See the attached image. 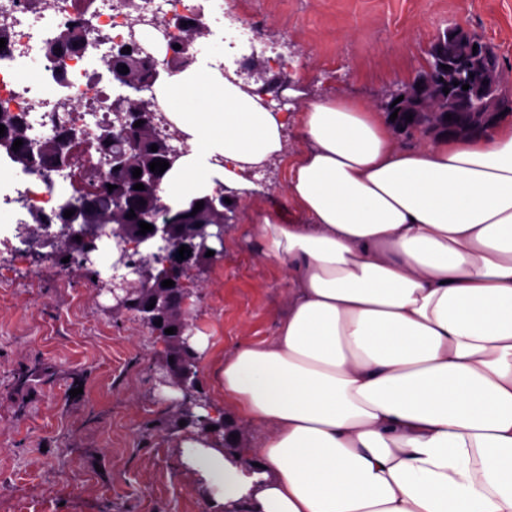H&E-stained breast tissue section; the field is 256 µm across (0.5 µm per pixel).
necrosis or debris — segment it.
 <instances>
[{"label":"necrosis or debris","mask_w":512,"mask_h":512,"mask_svg":"<svg viewBox=\"0 0 512 512\" xmlns=\"http://www.w3.org/2000/svg\"><path fill=\"white\" fill-rule=\"evenodd\" d=\"M187 17L228 41L221 71H240L253 57L287 63L276 43L238 19L224 0H0V38L6 41L0 107L22 121L32 147L59 146L58 154L37 158L34 169L21 172L0 153V173L8 175L0 184V209L11 211L15 222L33 224L58 215L72 198L101 192L111 171L97 137L112 119L110 100L123 90L106 64L126 48L141 59L154 46L181 41L177 22ZM73 30L83 33L84 50L55 55V41ZM33 58L40 67L21 80Z\"/></svg>","instance_id":"4bbe7bcc"}]
</instances>
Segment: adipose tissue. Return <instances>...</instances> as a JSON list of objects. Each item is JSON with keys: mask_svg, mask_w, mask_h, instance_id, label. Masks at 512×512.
<instances>
[{"mask_svg": "<svg viewBox=\"0 0 512 512\" xmlns=\"http://www.w3.org/2000/svg\"><path fill=\"white\" fill-rule=\"evenodd\" d=\"M223 56L210 42L151 90L187 145L162 183L175 207L245 188L283 150L287 113L225 78ZM298 114L303 220L251 226L286 309L225 360L214 409L265 429L260 463L205 436L191 463L237 512H512V123L406 147L363 98Z\"/></svg>", "mask_w": 512, "mask_h": 512, "instance_id": "obj_1", "label": "adipose tissue"}]
</instances>
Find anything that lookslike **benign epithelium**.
Wrapping results in <instances>:
<instances>
[{
  "label": "benign epithelium",
  "mask_w": 512,
  "mask_h": 512,
  "mask_svg": "<svg viewBox=\"0 0 512 512\" xmlns=\"http://www.w3.org/2000/svg\"><path fill=\"white\" fill-rule=\"evenodd\" d=\"M475 44L478 45L476 49L473 48ZM445 65L448 66L446 70L443 69ZM113 72L124 82L125 92L112 99L114 120L99 141L101 148L105 149L113 138H119L122 150L112 152L110 158L112 173L119 175L129 166L130 152L139 146L140 132L145 128L159 129L167 124V119L164 113L156 110L134 112L127 109L126 104L132 101L131 93L141 91L142 84L124 80L118 67L113 68ZM440 74L448 77L449 93L448 109L441 113L436 126L439 132L448 130L465 136L479 134L493 125L502 116V112L512 108V91L504 87L495 54L483 44L477 43L470 31L455 27L446 31L445 36L439 38L430 49L424 71L411 82L410 87L391 95L390 101L386 103V111L393 113L398 108L409 111L413 118L407 127L414 131L421 130L426 122L429 99L442 90L438 78ZM465 84L469 85V89H462ZM399 97L402 98L400 102L397 101ZM448 114L452 115L450 121L446 119ZM138 120L143 121V124L136 127L134 123ZM159 182V172L143 168L139 177L126 180L118 190L112 192V202L118 205L129 204L137 199L134 185H157ZM236 195L237 192L221 185L205 200L208 208L222 217L225 199H232ZM78 219L77 212L66 219L68 234L58 232L45 238L43 245L51 247V252L45 254V257L60 262L77 249L81 250L82 259L89 257V240L94 238L98 227L80 224ZM152 226L153 231L144 235L112 238V248L115 249L112 269L118 271L131 268L134 278L114 275L106 288L112 292L117 308L138 314L145 325L166 341L168 355L173 357V361L165 362L166 375L160 379V383L183 393L177 413L185 422L204 426L212 416H202L194 411V408L202 406L197 396L200 378L195 352L190 344L193 330L184 313L189 294L186 284L191 268L163 260L161 252L175 248L190 238L194 250L203 256L210 250L209 241L213 232L209 231V224L192 230L172 222H154ZM78 236L81 237L79 241L76 240ZM132 247L139 255L135 261L129 254ZM166 279L174 281V286H161ZM152 299L155 300V306L148 310L146 306ZM170 327L175 328L172 335L165 333V329Z\"/></svg>",
  "instance_id": "obj_1"
}]
</instances>
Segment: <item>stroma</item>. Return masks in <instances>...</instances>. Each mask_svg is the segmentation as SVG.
Segmentation results:
<instances>
[{
	"mask_svg": "<svg viewBox=\"0 0 512 512\" xmlns=\"http://www.w3.org/2000/svg\"><path fill=\"white\" fill-rule=\"evenodd\" d=\"M281 39L300 66L254 62L249 80L277 81L303 100L360 96L382 105L411 81L448 28L481 35L512 87V0H224ZM284 154L229 204L222 259L201 268L187 313L207 347L197 355L200 400L222 403L220 370L247 342L270 338L286 274L267 264L255 215L300 213L288 166L305 148L297 126ZM0 512H224L217 488L184 462L195 428H178L180 391L159 385L165 347L134 313L90 287L84 266L0 252ZM31 375L16 382L21 368Z\"/></svg>",
	"mask_w": 512,
	"mask_h": 512,
	"instance_id": "stroma-1",
	"label": "stroma"
}]
</instances>
